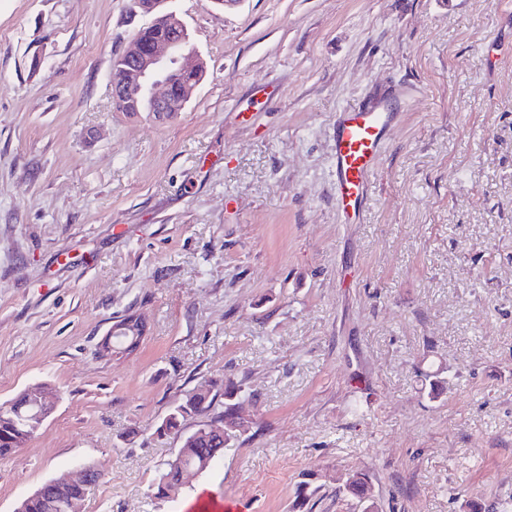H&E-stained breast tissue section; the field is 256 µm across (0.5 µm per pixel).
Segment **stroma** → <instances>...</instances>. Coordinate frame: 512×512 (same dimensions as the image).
<instances>
[{
    "label": "stroma",
    "instance_id": "1",
    "mask_svg": "<svg viewBox=\"0 0 512 512\" xmlns=\"http://www.w3.org/2000/svg\"><path fill=\"white\" fill-rule=\"evenodd\" d=\"M133 7L0 0V402L60 393L0 512L84 463L80 512H361L357 471L382 512H512V0H171L206 69L164 116L112 103ZM393 90L346 219L336 115ZM222 375L250 432L154 499L156 428ZM145 335V325L138 315H132L116 321L106 336L100 342V348L105 351L119 350L125 353L126 350L139 344ZM112 338H117L121 347L112 345ZM339 492L357 500L363 512H379L380 505L365 473L349 475L339 486Z\"/></svg>",
    "mask_w": 512,
    "mask_h": 512
}]
</instances>
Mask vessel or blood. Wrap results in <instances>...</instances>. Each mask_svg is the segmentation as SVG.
I'll return each instance as SVG.
<instances>
[{
  "label": "vessel or blood",
  "mask_w": 512,
  "mask_h": 512,
  "mask_svg": "<svg viewBox=\"0 0 512 512\" xmlns=\"http://www.w3.org/2000/svg\"><path fill=\"white\" fill-rule=\"evenodd\" d=\"M397 114L384 100L360 103L336 117L332 162L336 207L348 218L359 216L374 176L382 144Z\"/></svg>",
  "instance_id": "1"
}]
</instances>
